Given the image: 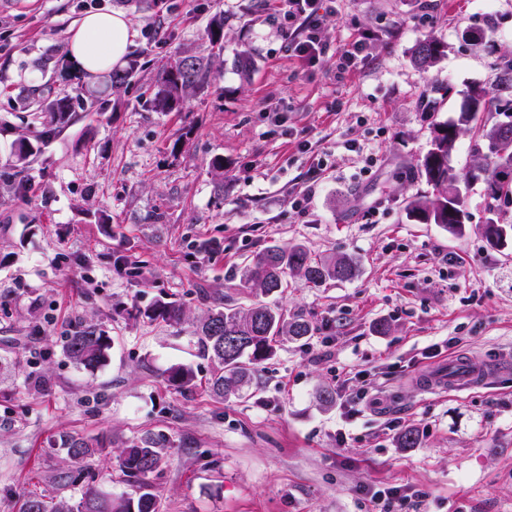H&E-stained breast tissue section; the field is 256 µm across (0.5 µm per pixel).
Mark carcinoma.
<instances>
[{"instance_id":"1","label":"carcinoma","mask_w":512,"mask_h":512,"mask_svg":"<svg viewBox=\"0 0 512 512\" xmlns=\"http://www.w3.org/2000/svg\"><path fill=\"white\" fill-rule=\"evenodd\" d=\"M209 46L224 49V16H214L206 31ZM213 54L186 53L157 76L156 91L151 103L158 112H171L185 98L211 81ZM440 57V46L425 40L413 50L415 63L431 67ZM36 119L40 130L35 140L45 143L65 127L72 117V103L67 97L39 94L36 99ZM462 134L470 136L475 151H484V163L475 167L472 178H483L486 194L495 201H512V56L503 55L496 63L494 87L490 90L474 84L464 94L458 118L437 127L431 146L424 156L419 175L434 188L431 196L417 195L408 200L407 209L424 224H439L452 233H460L467 221L464 196L459 179L449 163L451 151ZM15 161L3 171V178L13 184L17 194L28 192L24 172L29 158L35 154L33 142L26 136L14 145ZM358 273V263L346 256L315 260L302 243L287 247L271 246L258 254L244 268L245 288H258L265 294L284 287L286 276H298L308 285L320 287L329 280L347 281ZM144 316L169 326L185 319L183 305L177 301H159ZM311 333L310 324L300 318L288 320L266 304L248 309L217 306L210 309L195 326L202 349L218 369L210 380V389L221 399L243 395L250 386L258 365L275 351L276 339L302 341ZM111 338L92 325L81 326L67 337L66 355L85 368L98 366L107 355ZM168 381L179 389L195 386L192 369L173 367ZM162 440L151 434L141 437L122 450L118 463L125 476L136 485L135 495L112 496L89 487L77 505L63 499L30 493L24 497L21 512H161L158 495L148 482V476L163 464ZM60 448L68 459L77 464L69 478L78 483L89 479L81 463L105 449L102 439H87L79 435L60 438Z\"/></svg>"}]
</instances>
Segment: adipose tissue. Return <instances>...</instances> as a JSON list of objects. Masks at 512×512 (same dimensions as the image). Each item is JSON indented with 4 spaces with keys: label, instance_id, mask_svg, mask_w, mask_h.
<instances>
[{
    "label": "adipose tissue",
    "instance_id": "ef3b65f1",
    "mask_svg": "<svg viewBox=\"0 0 512 512\" xmlns=\"http://www.w3.org/2000/svg\"><path fill=\"white\" fill-rule=\"evenodd\" d=\"M136 36L123 12L88 14L72 31L64 64L70 71L91 76L110 72L122 61Z\"/></svg>",
    "mask_w": 512,
    "mask_h": 512
}]
</instances>
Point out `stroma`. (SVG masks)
<instances>
[{"instance_id":"stroma-1","label":"stroma","mask_w":512,"mask_h":512,"mask_svg":"<svg viewBox=\"0 0 512 512\" xmlns=\"http://www.w3.org/2000/svg\"><path fill=\"white\" fill-rule=\"evenodd\" d=\"M112 10L138 30L136 74L119 89L67 77L74 22ZM282 13L281 0H0V167L35 128L33 90L73 103L30 159L29 196L0 182V512L31 492L79 501L57 446L72 434L107 441L89 466L94 487L115 495L133 491L121 449L164 436L149 477L163 512H369V487L422 496V512H512V240L495 247L485 234L490 214L512 224V202L490 203L470 180L477 159L462 136L450 155L467 184L462 233L406 209L429 190L418 169L435 126L512 52V0H335L315 63L294 55ZM218 14L212 80L155 111L158 73L207 52ZM362 39L356 67L338 70V53ZM426 39L442 55L424 70L412 51ZM438 87L450 93L426 111ZM293 199L307 200L306 216ZM297 242L358 258L357 276L320 288L292 277L270 295L243 287L253 257ZM169 298L184 306L181 325L144 317ZM258 302L313 334L277 342L246 396L215 399L193 322ZM83 323L111 338L92 369L63 351ZM454 357L494 369L492 383L424 392L420 377ZM178 365L194 371L192 391L168 382ZM370 390L385 408L347 419ZM408 429L417 447H400Z\"/></svg>"}]
</instances>
